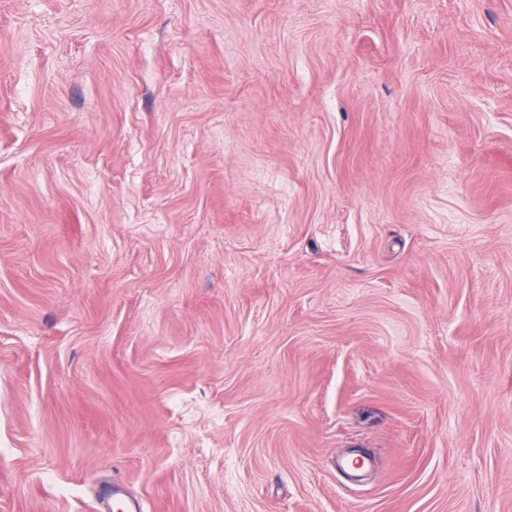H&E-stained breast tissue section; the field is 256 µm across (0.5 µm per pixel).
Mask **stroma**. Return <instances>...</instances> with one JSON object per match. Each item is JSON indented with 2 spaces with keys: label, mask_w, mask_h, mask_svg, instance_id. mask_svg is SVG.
<instances>
[{
  "label": "stroma",
  "mask_w": 512,
  "mask_h": 512,
  "mask_svg": "<svg viewBox=\"0 0 512 512\" xmlns=\"http://www.w3.org/2000/svg\"><path fill=\"white\" fill-rule=\"evenodd\" d=\"M112 480L512 512V0H0V512Z\"/></svg>",
  "instance_id": "1"
}]
</instances>
